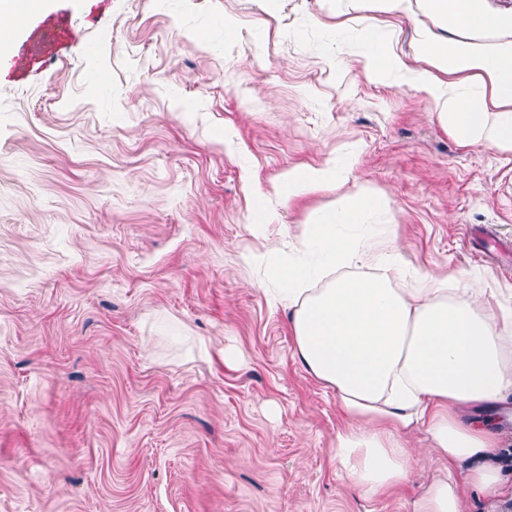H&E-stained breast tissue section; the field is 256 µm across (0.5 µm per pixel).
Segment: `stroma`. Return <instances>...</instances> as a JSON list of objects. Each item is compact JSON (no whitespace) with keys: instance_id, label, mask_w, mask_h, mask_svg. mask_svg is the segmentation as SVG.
<instances>
[{"instance_id":"35a3bbf8","label":"stroma","mask_w":512,"mask_h":512,"mask_svg":"<svg viewBox=\"0 0 512 512\" xmlns=\"http://www.w3.org/2000/svg\"><path fill=\"white\" fill-rule=\"evenodd\" d=\"M336 22V0H40L0 45V512H408L436 461L380 498L342 480L336 397L247 258L340 196L284 203L288 169L352 145L411 267L512 293V154L371 82Z\"/></svg>"}]
</instances>
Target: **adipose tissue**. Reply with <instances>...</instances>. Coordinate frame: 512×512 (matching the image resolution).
<instances>
[{
  "instance_id": "adipose-tissue-1",
  "label": "adipose tissue",
  "mask_w": 512,
  "mask_h": 512,
  "mask_svg": "<svg viewBox=\"0 0 512 512\" xmlns=\"http://www.w3.org/2000/svg\"><path fill=\"white\" fill-rule=\"evenodd\" d=\"M350 31L376 82L422 91L435 121L464 147L512 154V0H345ZM408 21L412 55L380 37L379 16ZM356 149L289 170L288 201L356 178ZM387 197L360 189L319 210L271 265L302 368L334 391L345 423L333 456L346 484L378 497L411 481L429 436L440 464L411 512H466L463 487L512 497L500 439L484 414L512 392V303L481 270L455 276L410 268Z\"/></svg>"
}]
</instances>
